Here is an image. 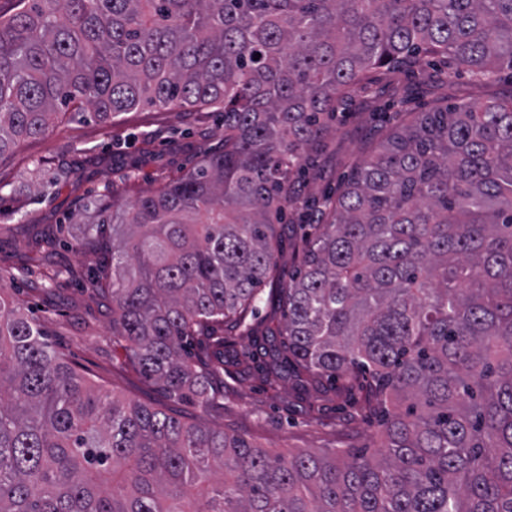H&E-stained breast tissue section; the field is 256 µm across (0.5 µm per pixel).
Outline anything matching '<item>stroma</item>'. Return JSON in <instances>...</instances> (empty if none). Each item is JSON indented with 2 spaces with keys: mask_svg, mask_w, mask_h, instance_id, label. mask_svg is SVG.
<instances>
[{
  "mask_svg": "<svg viewBox=\"0 0 512 512\" xmlns=\"http://www.w3.org/2000/svg\"><path fill=\"white\" fill-rule=\"evenodd\" d=\"M416 70L414 78L403 69L369 72L307 169L300 183L305 197L319 200L342 189L359 159L410 113L512 91V71L484 82L463 71L446 77L436 59L421 61ZM223 133L222 113L206 108L145 106L110 125L59 114L46 136L22 142L0 163V288L39 320L75 369L127 400L189 423L218 425L272 453L372 447L374 416L363 398L305 376L265 379L243 360L244 341L225 345L215 379L223 396L205 409L191 400L172 401L112 341V305L89 286L104 253L91 246L73 249V241L87 233L74 214L95 198L116 193L128 204L177 180L221 146ZM294 243V237L282 238L278 273L258 303L271 331L281 325V288Z\"/></svg>",
  "mask_w": 512,
  "mask_h": 512,
  "instance_id": "35a3bbf8",
  "label": "stroma"
}]
</instances>
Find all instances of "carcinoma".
I'll return each mask as SVG.
<instances>
[{
	"label": "carcinoma",
	"mask_w": 512,
	"mask_h": 512,
	"mask_svg": "<svg viewBox=\"0 0 512 512\" xmlns=\"http://www.w3.org/2000/svg\"><path fill=\"white\" fill-rule=\"evenodd\" d=\"M512 68V0H14L0 13V159L68 110L224 112L222 147L130 206L93 283L112 336L174 400L212 398L254 337L269 374L342 382L381 451L270 453L95 389L0 289V512H512V92L419 112L359 163L295 255L277 333L246 322L279 266L270 215L324 118L419 54Z\"/></svg>",
	"instance_id": "carcinoma-1"
}]
</instances>
